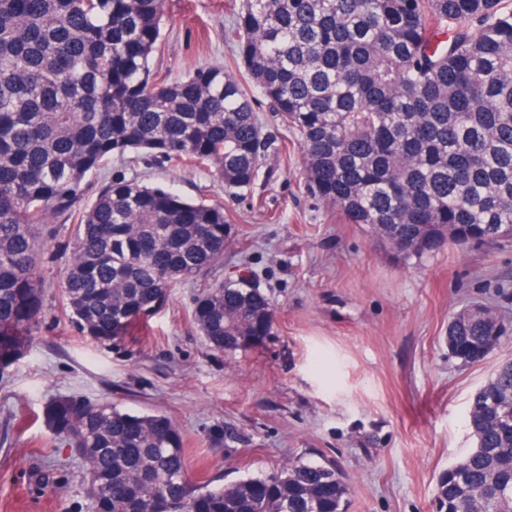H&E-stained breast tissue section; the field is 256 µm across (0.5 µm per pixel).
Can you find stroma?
<instances>
[{"label": "stroma", "instance_id": "35a3bbf8", "mask_svg": "<svg viewBox=\"0 0 512 512\" xmlns=\"http://www.w3.org/2000/svg\"><path fill=\"white\" fill-rule=\"evenodd\" d=\"M239 0H166L155 70L179 80L205 65L234 68L224 32ZM255 110L275 142L251 190L228 194L202 167L130 165L105 173L174 187L220 204L232 227L223 262L172 288L166 305L119 345L81 335L62 307L57 244L45 231L44 311L25 353L0 364V512H86L83 471L39 415L60 395L161 412L181 431L193 481L229 483L297 459L336 460L349 477L347 512H433L440 474L475 445V392L512 358V335L481 363L448 352V322L494 305L512 328V241L442 248L406 264L309 190L300 148L263 97ZM248 265L276 310L269 336L212 350L194 303ZM64 464L38 481L49 460Z\"/></svg>", "mask_w": 512, "mask_h": 512}]
</instances>
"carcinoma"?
<instances>
[{
    "instance_id": "cac0c4a2",
    "label": "carcinoma",
    "mask_w": 512,
    "mask_h": 512,
    "mask_svg": "<svg viewBox=\"0 0 512 512\" xmlns=\"http://www.w3.org/2000/svg\"><path fill=\"white\" fill-rule=\"evenodd\" d=\"M166 0H0V362L39 324L47 224L75 226L63 272L71 322L120 343L176 283L224 259V206L136 178L131 164L214 169L250 189L272 146L236 75L206 65L169 81L151 66ZM228 39L297 139L309 187L404 261L512 237V0H241ZM194 320L216 351L254 344L274 308L254 276L215 283ZM503 336L493 306L448 322L462 364ZM42 419L85 466L87 512H345V473L293 461L230 484L192 482L161 413L58 396ZM474 448L438 479L447 512H512V359L475 393ZM336 485V493L323 488Z\"/></svg>"
}]
</instances>
